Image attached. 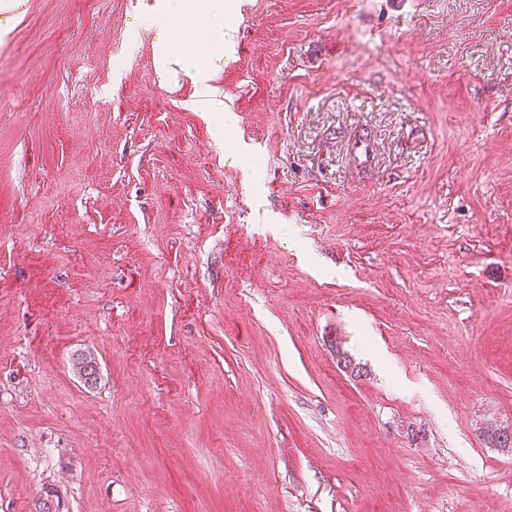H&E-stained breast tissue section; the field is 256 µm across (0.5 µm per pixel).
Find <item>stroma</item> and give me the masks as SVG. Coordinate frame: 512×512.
Segmentation results:
<instances>
[{
	"label": "stroma",
	"mask_w": 512,
	"mask_h": 512,
	"mask_svg": "<svg viewBox=\"0 0 512 512\" xmlns=\"http://www.w3.org/2000/svg\"><path fill=\"white\" fill-rule=\"evenodd\" d=\"M228 3L0 0V512H512V0ZM181 69L196 84L198 94L193 105H203L210 112H220L224 109V100L219 97L217 92L208 83L207 72L196 67L191 59H180ZM73 358V369L79 378L90 388H96L100 381V371L95 355L88 351L76 353Z\"/></svg>",
	"instance_id": "1"
}]
</instances>
